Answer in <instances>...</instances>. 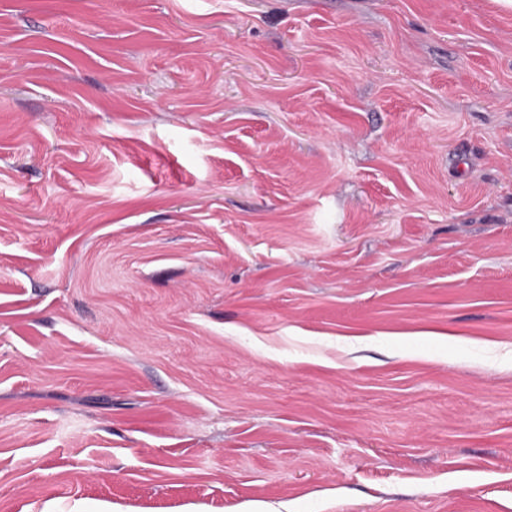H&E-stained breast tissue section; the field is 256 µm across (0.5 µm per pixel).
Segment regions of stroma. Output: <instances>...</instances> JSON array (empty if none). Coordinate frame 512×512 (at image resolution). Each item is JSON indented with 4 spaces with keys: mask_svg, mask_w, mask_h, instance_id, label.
I'll use <instances>...</instances> for the list:
<instances>
[{
    "mask_svg": "<svg viewBox=\"0 0 512 512\" xmlns=\"http://www.w3.org/2000/svg\"><path fill=\"white\" fill-rule=\"evenodd\" d=\"M512 512V10L0 0V512Z\"/></svg>",
    "mask_w": 512,
    "mask_h": 512,
    "instance_id": "35a3bbf8",
    "label": "stroma"
}]
</instances>
